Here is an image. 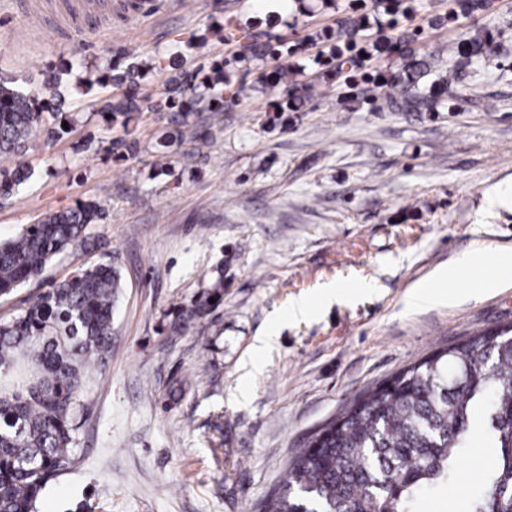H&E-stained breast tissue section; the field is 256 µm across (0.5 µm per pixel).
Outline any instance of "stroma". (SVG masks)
Here are the masks:
<instances>
[{
	"instance_id": "1",
	"label": "stroma",
	"mask_w": 512,
	"mask_h": 512,
	"mask_svg": "<svg viewBox=\"0 0 512 512\" xmlns=\"http://www.w3.org/2000/svg\"><path fill=\"white\" fill-rule=\"evenodd\" d=\"M101 0V34L60 35L45 20L0 0V76L41 86L72 63L61 90L84 102L72 132L45 115L26 149L31 177L0 198V242L80 201L104 200L107 216L82 245L0 298L11 320L79 267L116 266L123 288L112 319L109 362L90 366L80 396L71 462L32 512H262L284 489L289 462L354 400L400 370L472 336L512 325V278L454 306L411 312L407 293L439 268L478 286L468 258L512 250V0L442 27L449 0H414L415 34L438 57L437 74L459 68L446 97L457 108L392 112L371 86L361 93L302 37L348 17L386 24L373 0H152L127 17ZM295 43L300 74H331L325 95L277 112V88L252 92L221 112L190 116L208 136L161 146L173 124L150 110L136 122L137 154L113 149L120 126L98 106L86 78L156 60L189 34L229 15ZM489 31L496 51L461 64L454 47ZM366 293L324 301L326 286ZM311 312L294 317L300 299ZM266 347H259L260 338ZM495 456L474 428L458 479L420 497L415 512H466Z\"/></svg>"
}]
</instances>
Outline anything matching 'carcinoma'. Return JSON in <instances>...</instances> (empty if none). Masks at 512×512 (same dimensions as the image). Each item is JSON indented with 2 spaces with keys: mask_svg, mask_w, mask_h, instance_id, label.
Returning <instances> with one entry per match:
<instances>
[{
  "mask_svg": "<svg viewBox=\"0 0 512 512\" xmlns=\"http://www.w3.org/2000/svg\"><path fill=\"white\" fill-rule=\"evenodd\" d=\"M377 4L393 17L414 11L412 0ZM488 8L487 0H451L448 15L431 19L430 25ZM310 42L348 79L373 61L390 58L393 50L392 37L366 32L361 19L333 32L317 29ZM488 44L474 35L457 46V54L469 62L483 56ZM284 46L282 37L244 45L201 83L187 86L190 95L178 107L167 87L141 90L148 70L135 61L129 79H113L103 110L125 134H133L129 125L140 112L136 90L153 112L179 108L175 122L186 126L195 112H221L224 103L249 97L246 84L233 81L225 67L253 59L274 62L272 76L283 85L285 98L297 102L296 75L279 62ZM435 62L413 50L404 56L385 93L392 111H438L447 86L425 85ZM42 123L39 94L0 78V157L14 165L0 170L1 192L8 194L30 178L25 144ZM104 211L99 201L81 202L1 242L0 296L39 276L54 254L82 242ZM119 288L121 275L112 264L81 267L15 320L0 324V512H29L49 480L70 462L84 370L109 354ZM477 422L484 423L496 455L468 512H512L511 325L438 351L350 405L293 459L284 492L270 498L264 512H413L422 490H437L459 477Z\"/></svg>",
  "mask_w": 512,
  "mask_h": 512,
  "instance_id": "cac0c4a2",
  "label": "carcinoma"
}]
</instances>
